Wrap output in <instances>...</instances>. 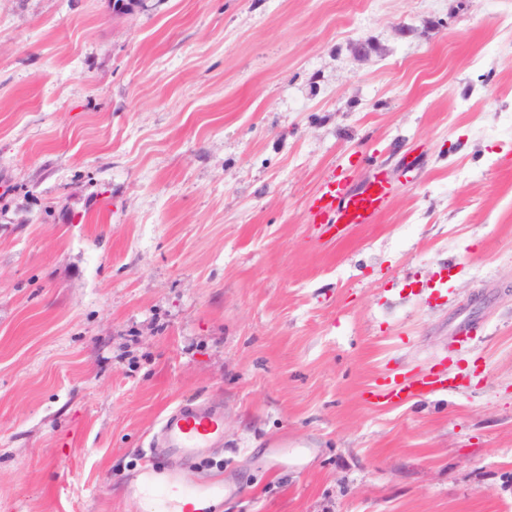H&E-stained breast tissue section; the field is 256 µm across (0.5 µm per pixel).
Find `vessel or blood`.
Instances as JSON below:
<instances>
[{
	"label": "vessel or blood",
	"mask_w": 512,
	"mask_h": 512,
	"mask_svg": "<svg viewBox=\"0 0 512 512\" xmlns=\"http://www.w3.org/2000/svg\"><path fill=\"white\" fill-rule=\"evenodd\" d=\"M393 188L384 173H372L358 188L336 178L327 179L310 202L306 221L336 225L376 223L384 211ZM451 387L447 378L433 376L399 383L391 392L397 401L442 393ZM224 441V406L202 399L185 401L166 413L159 422V438L152 453L166 462L165 468L147 466L139 487L147 505L146 512H188L187 502H207L223 496L224 482L204 478L197 484H185L178 463H192L209 457Z\"/></svg>",
	"instance_id": "b4317fda"
}]
</instances>
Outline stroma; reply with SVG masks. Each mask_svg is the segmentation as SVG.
I'll use <instances>...</instances> for the list:
<instances>
[{"mask_svg":"<svg viewBox=\"0 0 512 512\" xmlns=\"http://www.w3.org/2000/svg\"><path fill=\"white\" fill-rule=\"evenodd\" d=\"M508 15L0 0V512H142L196 396L224 404L182 470L223 476L214 512H512ZM375 164L377 223L306 222ZM452 386L448 377L438 375H434L430 379H413L397 384L391 391V399L401 402L412 398H421L447 392Z\"/></svg>","mask_w":512,"mask_h":512,"instance_id":"stroma-1","label":"stroma"}]
</instances>
